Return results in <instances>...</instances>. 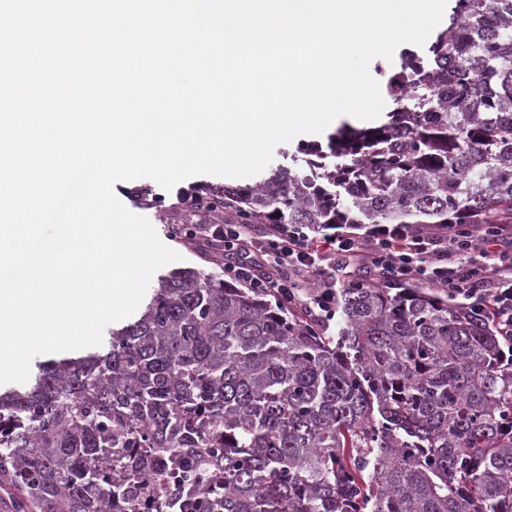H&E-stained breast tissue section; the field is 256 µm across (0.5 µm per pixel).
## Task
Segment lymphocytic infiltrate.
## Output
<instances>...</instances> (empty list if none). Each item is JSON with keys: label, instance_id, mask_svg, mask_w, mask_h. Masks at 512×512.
<instances>
[{"label": "lymphocytic infiltrate", "instance_id": "lymphocytic-infiltrate-1", "mask_svg": "<svg viewBox=\"0 0 512 512\" xmlns=\"http://www.w3.org/2000/svg\"><path fill=\"white\" fill-rule=\"evenodd\" d=\"M200 242L224 259L225 277L288 302L306 319L333 318L331 290L361 270L426 282L462 306L478 305L497 332L512 335L511 224L449 225L437 234L413 224H204Z\"/></svg>", "mask_w": 512, "mask_h": 512}]
</instances>
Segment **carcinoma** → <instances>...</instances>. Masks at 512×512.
Here are the masks:
<instances>
[{"instance_id":"cac0c4a2","label":"carcinoma","mask_w":512,"mask_h":512,"mask_svg":"<svg viewBox=\"0 0 512 512\" xmlns=\"http://www.w3.org/2000/svg\"><path fill=\"white\" fill-rule=\"evenodd\" d=\"M393 102L295 167L196 196L240 224L512 216V0H450ZM336 335L171 271L103 349L0 391V512H512V369L485 315L395 277L337 286Z\"/></svg>"}]
</instances>
